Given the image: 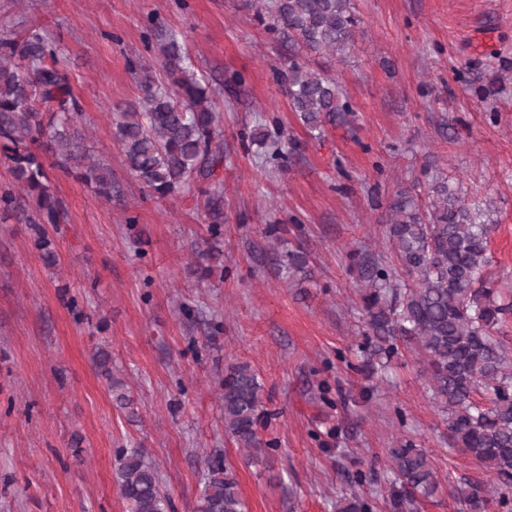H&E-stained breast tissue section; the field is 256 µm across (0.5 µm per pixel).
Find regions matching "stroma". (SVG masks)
Masks as SVG:
<instances>
[{"instance_id": "stroma-1", "label": "stroma", "mask_w": 512, "mask_h": 512, "mask_svg": "<svg viewBox=\"0 0 512 512\" xmlns=\"http://www.w3.org/2000/svg\"><path fill=\"white\" fill-rule=\"evenodd\" d=\"M256 2L0 0V38L36 26L59 46L86 145L112 170L108 200L54 174L66 212L49 232L56 265L33 246L23 192L0 208V512H127L113 477L122 448L158 463L173 512H196L217 453L248 512H336L354 492L394 512L387 454L408 440L440 488L403 512H456L462 479H485L449 452L409 343L387 377L357 371L355 261L385 253L395 193L423 192L441 171L490 206L491 271L512 281V0H354L361 24L342 59L299 50L259 22ZM167 34L216 90L224 154L213 179L158 199L124 168L110 114L138 99L140 64L165 80ZM292 59L339 84L348 124L309 135L282 80ZM274 115L294 144L284 161L252 141ZM298 250L308 274L291 277L283 262ZM100 347L108 379L93 364ZM235 364L264 387L262 434L278 448L261 461L224 431Z\"/></svg>"}]
</instances>
